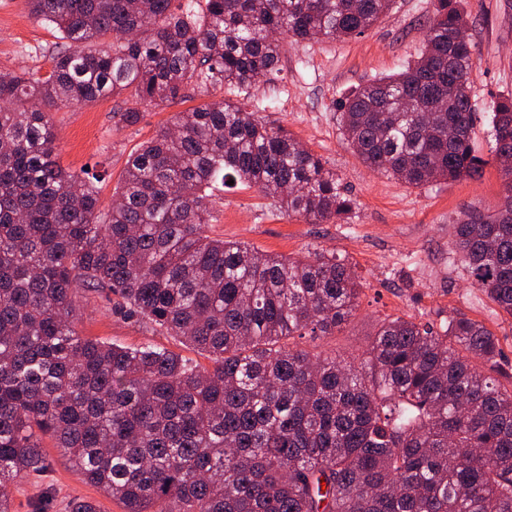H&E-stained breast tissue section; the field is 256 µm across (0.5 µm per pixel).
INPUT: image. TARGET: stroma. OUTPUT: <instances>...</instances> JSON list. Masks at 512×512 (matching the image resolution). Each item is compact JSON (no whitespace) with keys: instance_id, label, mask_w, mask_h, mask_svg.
Listing matches in <instances>:
<instances>
[{"instance_id":"stroma-1","label":"stroma","mask_w":512,"mask_h":512,"mask_svg":"<svg viewBox=\"0 0 512 512\" xmlns=\"http://www.w3.org/2000/svg\"><path fill=\"white\" fill-rule=\"evenodd\" d=\"M468 35L475 46L471 94L477 103L512 96V0H461ZM438 0H394L391 11L362 36L284 43L274 79L257 83L241 104L257 119L284 127L336 172L356 207L344 224H308L276 210L257 188L217 186L213 219L205 229L213 239L250 245L263 254L304 259L319 250L345 256L362 277L361 305L339 332L309 342V349L343 358L360 356L379 323L388 317L422 322L465 313L498 336L501 365L512 372V317L496 311L473 285L453 245V226L467 213L494 214L505 180L493 149L489 115L474 114L472 146L483 161L479 179L443 181L414 188L369 169L346 143L340 106L346 96L374 78L403 71L420 56L426 24ZM52 26L31 19L26 0H0V73L45 72L58 43ZM219 92L192 91L185 101L145 107L134 125L122 122L121 97L114 96L62 112H52L61 163L76 172L97 174L102 204H109L129 154L169 123L176 113L219 99ZM82 335L129 346L151 344L193 363L210 366L207 354L162 334L145 322L113 315L112 304L94 294L80 302ZM44 471L16 486L12 512H69L87 498L101 512H122L74 471L62 451L45 448Z\"/></svg>"}]
</instances>
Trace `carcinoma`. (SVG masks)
Here are the masks:
<instances>
[{
	"label": "carcinoma",
	"mask_w": 512,
	"mask_h": 512,
	"mask_svg": "<svg viewBox=\"0 0 512 512\" xmlns=\"http://www.w3.org/2000/svg\"><path fill=\"white\" fill-rule=\"evenodd\" d=\"M60 34L50 74L0 75V512L45 468L48 438L123 512H512V386L485 325L381 321L354 365L300 345L341 330L361 281L345 258L262 254L205 235L213 183L240 180L308 224L355 201L285 129L229 99L179 112L125 165L112 202L57 159L49 109L128 93L141 109L195 88L249 93L279 72L280 43L364 34L392 0H27ZM459 0H439L424 50L341 106L344 139L407 186L475 179L474 50ZM506 193L468 213L454 245L512 316V97L491 105ZM115 296L208 354L80 334L78 292Z\"/></svg>",
	"instance_id": "cac0c4a2"
}]
</instances>
